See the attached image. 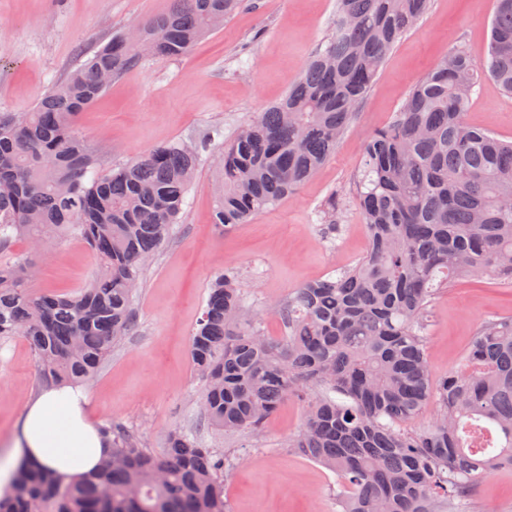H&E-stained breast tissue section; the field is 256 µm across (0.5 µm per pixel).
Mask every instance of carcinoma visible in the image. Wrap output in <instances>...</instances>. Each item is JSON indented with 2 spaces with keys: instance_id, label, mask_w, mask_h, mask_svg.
Returning a JSON list of instances; mask_svg holds the SVG:
<instances>
[{
  "instance_id": "carcinoma-1",
  "label": "carcinoma",
  "mask_w": 512,
  "mask_h": 512,
  "mask_svg": "<svg viewBox=\"0 0 512 512\" xmlns=\"http://www.w3.org/2000/svg\"><path fill=\"white\" fill-rule=\"evenodd\" d=\"M242 0H172L116 32L25 112H0V250L76 238L97 259L89 283L36 293L27 260L0 264V340L22 335L39 379L91 381L135 327L143 272L180 222L210 142L172 141L117 168L104 165L74 118L104 78L145 57L177 59L224 29ZM432 0H337L325 48L298 81L256 113L212 159L211 223H247L294 192L336 153L396 42ZM483 77L512 95V0H496L487 55L456 47L365 140L355 205L369 249L353 267L250 312L238 273L211 281L189 338L220 436L258 432L289 401L304 418L290 447L336 475L340 512H468L474 484L512 469V317L488 319L459 363L436 377L427 359L435 295L459 279L512 281V140L468 123ZM432 419L415 422L429 406ZM110 453L75 484L22 463L0 512H229L224 453L181 428L158 457L119 424Z\"/></svg>"
}]
</instances>
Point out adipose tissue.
<instances>
[{"instance_id":"ef3b65f1","label":"adipose tissue","mask_w":512,"mask_h":512,"mask_svg":"<svg viewBox=\"0 0 512 512\" xmlns=\"http://www.w3.org/2000/svg\"><path fill=\"white\" fill-rule=\"evenodd\" d=\"M84 389L56 385L25 407L12 441V458L48 468L67 481L93 471L109 452L88 412Z\"/></svg>"}]
</instances>
